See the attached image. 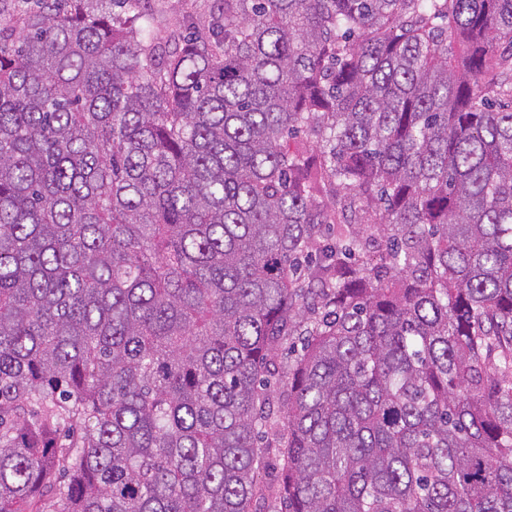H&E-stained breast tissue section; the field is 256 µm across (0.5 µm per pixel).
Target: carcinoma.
Returning a JSON list of instances; mask_svg holds the SVG:
<instances>
[{
    "label": "carcinoma",
    "instance_id": "1",
    "mask_svg": "<svg viewBox=\"0 0 512 512\" xmlns=\"http://www.w3.org/2000/svg\"><path fill=\"white\" fill-rule=\"evenodd\" d=\"M151 28L0 0V512H512V0Z\"/></svg>",
    "mask_w": 512,
    "mask_h": 512
}]
</instances>
